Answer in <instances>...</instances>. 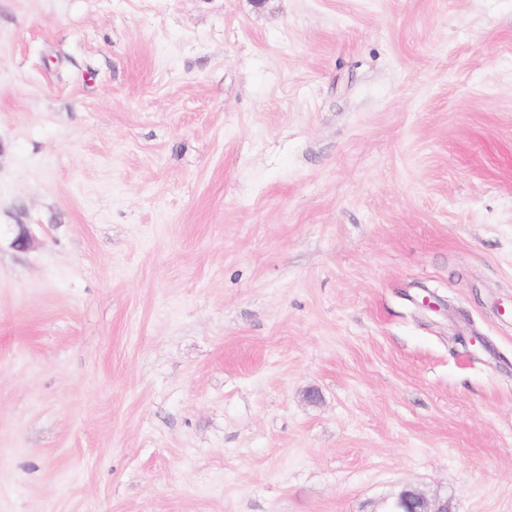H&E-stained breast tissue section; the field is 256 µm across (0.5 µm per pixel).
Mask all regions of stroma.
<instances>
[{
	"mask_svg": "<svg viewBox=\"0 0 512 512\" xmlns=\"http://www.w3.org/2000/svg\"><path fill=\"white\" fill-rule=\"evenodd\" d=\"M511 307L512 0H0V512H512ZM393 512H450V510L447 500H429L417 489L406 487L398 493Z\"/></svg>",
	"mask_w": 512,
	"mask_h": 512,
	"instance_id": "obj_1",
	"label": "stroma"
}]
</instances>
